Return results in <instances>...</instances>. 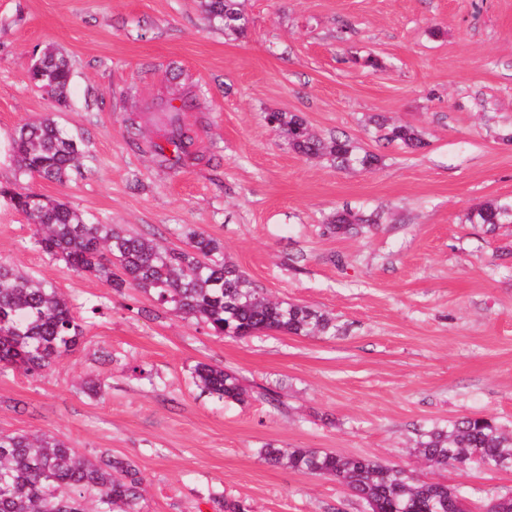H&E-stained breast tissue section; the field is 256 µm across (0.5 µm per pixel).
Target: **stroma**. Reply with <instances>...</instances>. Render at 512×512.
I'll return each instance as SVG.
<instances>
[{"label": "stroma", "instance_id": "1", "mask_svg": "<svg viewBox=\"0 0 512 512\" xmlns=\"http://www.w3.org/2000/svg\"><path fill=\"white\" fill-rule=\"evenodd\" d=\"M240 8L248 28L235 37L208 25L200 0H0V185L16 181L17 129L51 116L81 140L83 167L62 184L25 179L31 192L168 247L202 229L257 287L327 313L337 333L236 339L164 309L145 316L148 295L45 255L0 197V261L52 282L85 328L43 375L0 372V429L132 460L144 512H214L222 497L248 512H365L336 480L267 463L269 444L378 459L484 512L512 494V470L434 468L409 449L462 416L512 432V224L467 219L512 197V0ZM48 47L71 65L63 107L29 79ZM170 104L195 162H159L128 139L134 121L140 141H161L156 116ZM274 111L378 166L296 153L268 125ZM385 120L416 127L424 147L385 141ZM342 209L384 220L330 233ZM200 363L236 373L252 398L202 392Z\"/></svg>", "mask_w": 512, "mask_h": 512}]
</instances>
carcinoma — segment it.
<instances>
[{"label": "carcinoma", "mask_w": 512, "mask_h": 512, "mask_svg": "<svg viewBox=\"0 0 512 512\" xmlns=\"http://www.w3.org/2000/svg\"><path fill=\"white\" fill-rule=\"evenodd\" d=\"M208 23L226 35L245 32L248 19L238 0H202ZM32 69L35 86L52 89L66 103L71 70L67 57L45 49ZM180 108L163 113V142L148 143L149 152L180 162L191 155L192 138L180 124ZM288 145L307 158H325L340 169L371 170L379 158L360 153L347 139H321L305 119L271 112ZM384 138L410 149L422 147L419 132L408 124L386 126ZM18 174L64 183L80 168L81 144L49 118L26 123L12 142ZM12 205L36 227L35 243L77 274H90L120 291L138 288L156 305L193 318L217 335L244 338L274 331L297 336L336 332L325 313L307 305L270 299L235 264L224 260V247L203 230L185 231V247L166 249L121 224H91L77 209L31 193L21 183L1 189ZM375 212L336 213L329 230L360 235L380 223ZM469 220L495 226L512 224V199L492 200L475 208ZM84 326L58 289L0 263V368L40 376L83 341ZM196 382L226 402H243L247 390L236 374L200 363ZM414 451L437 467L464 468L470 463L512 470V434L491 420L469 416L418 434ZM264 458L303 475L333 477L367 512H467L464 496L448 486L418 481L406 470L377 459L345 457L310 448L262 450ZM143 479L129 459L102 454L93 458L47 434L0 431V512H142Z\"/></svg>", "instance_id": "1"}]
</instances>
